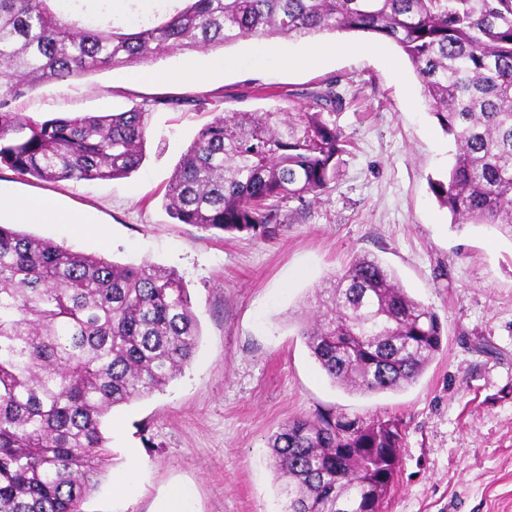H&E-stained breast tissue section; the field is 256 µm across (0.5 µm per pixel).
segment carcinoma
I'll return each mask as SVG.
<instances>
[{
    "label": "carcinoma",
    "instance_id": "carcinoma-1",
    "mask_svg": "<svg viewBox=\"0 0 512 512\" xmlns=\"http://www.w3.org/2000/svg\"><path fill=\"white\" fill-rule=\"evenodd\" d=\"M139 22L86 20L57 0H0V167L36 180H114L143 158L153 98L124 112L47 120L12 104L26 91L131 67L169 48L324 31L388 40L456 144L431 183L453 224L512 238V0H181ZM332 81L306 102L219 114L200 129L165 193L173 218L206 231L275 235L279 207L327 192L351 141ZM300 335L321 371L352 393L415 383L443 325L377 258L357 255L314 289ZM198 321L182 277L0 224V512H82L111 457V409L161 391L189 365ZM281 512H380L403 436L394 420L293 418L268 439Z\"/></svg>",
    "mask_w": 512,
    "mask_h": 512
}]
</instances>
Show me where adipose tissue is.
I'll list each match as a JSON object with an SVG mask.
<instances>
[{"label": "adipose tissue", "mask_w": 512, "mask_h": 512, "mask_svg": "<svg viewBox=\"0 0 512 512\" xmlns=\"http://www.w3.org/2000/svg\"><path fill=\"white\" fill-rule=\"evenodd\" d=\"M229 59L198 53L187 57L175 72H157L149 68L131 72L130 83L143 86H169L185 82L201 83L229 66ZM89 216L64 210L58 201L46 195L18 197L0 189V224H70L82 228Z\"/></svg>", "instance_id": "adipose-tissue-1"}]
</instances>
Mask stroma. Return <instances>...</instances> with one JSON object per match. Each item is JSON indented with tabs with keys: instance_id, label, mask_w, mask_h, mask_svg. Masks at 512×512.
<instances>
[{
	"instance_id": "35a3bbf8",
	"label": "stroma",
	"mask_w": 512,
	"mask_h": 512,
	"mask_svg": "<svg viewBox=\"0 0 512 512\" xmlns=\"http://www.w3.org/2000/svg\"><path fill=\"white\" fill-rule=\"evenodd\" d=\"M314 41L348 49L314 68L282 61L279 47L299 55ZM220 54L237 66L204 84L141 87L118 68L38 86L16 103L22 116L47 119L166 99L150 115L144 159L128 177L47 183L0 169L1 186L58 196L107 235L67 224L23 232L175 270L198 319V347L182 374L107 416L112 456L83 512H157L175 483L193 486V512H279L268 438L289 419L321 412L398 420L401 463L381 512H512V239L486 224L451 223L438 205L429 182L447 177L456 146L406 55L390 41L340 32L244 39ZM329 80L354 104L339 118L353 148L328 192L283 204L270 238L171 217L166 185L203 125L225 111L304 101ZM360 254L393 270L446 330L442 352L399 391L334 386L299 334L306 297ZM125 472L128 488L115 490Z\"/></svg>"
}]
</instances>
